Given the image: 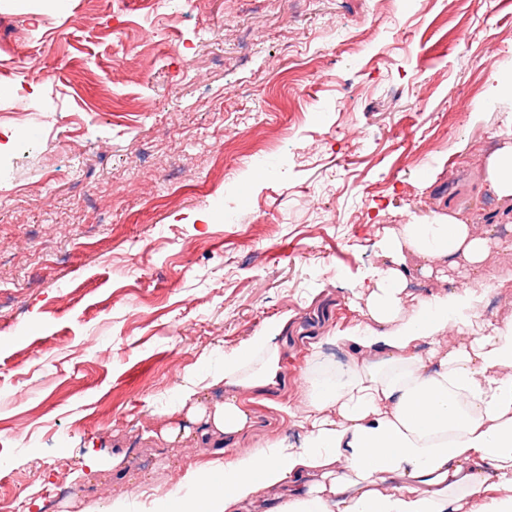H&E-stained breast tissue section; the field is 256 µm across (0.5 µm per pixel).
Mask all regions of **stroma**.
Returning a JSON list of instances; mask_svg holds the SVG:
<instances>
[{"instance_id": "obj_1", "label": "stroma", "mask_w": 512, "mask_h": 512, "mask_svg": "<svg viewBox=\"0 0 512 512\" xmlns=\"http://www.w3.org/2000/svg\"><path fill=\"white\" fill-rule=\"evenodd\" d=\"M509 71L512 0H0V512H150L214 454L300 444L386 233L512 239ZM268 329L248 426L169 441ZM486 172L490 187L500 197L512 196V145L488 159ZM272 331L252 336L234 354L224 358V385L236 392L274 383L281 371V355L273 343Z\"/></svg>"}]
</instances>
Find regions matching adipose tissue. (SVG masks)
Here are the masks:
<instances>
[{
	"mask_svg": "<svg viewBox=\"0 0 512 512\" xmlns=\"http://www.w3.org/2000/svg\"><path fill=\"white\" fill-rule=\"evenodd\" d=\"M499 241L467 221L401 225L365 288L368 320L341 332L350 362L312 369L300 446L275 444L188 468L178 512H512V323L483 320L458 287L405 309L407 254L427 274L480 273ZM271 331L224 358L231 394L200 411L203 434L248 423L239 391L274 383Z\"/></svg>",
	"mask_w": 512,
	"mask_h": 512,
	"instance_id": "1",
	"label": "adipose tissue"
}]
</instances>
